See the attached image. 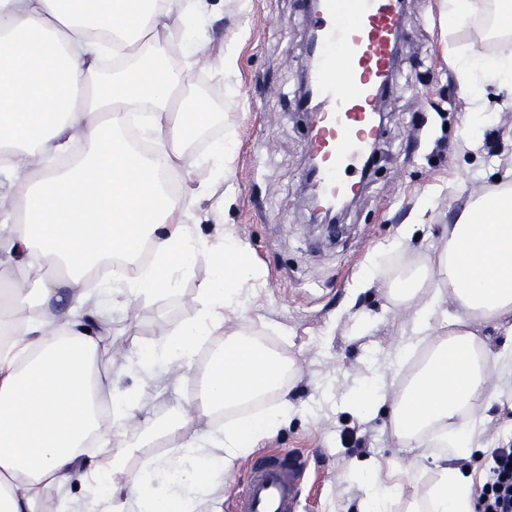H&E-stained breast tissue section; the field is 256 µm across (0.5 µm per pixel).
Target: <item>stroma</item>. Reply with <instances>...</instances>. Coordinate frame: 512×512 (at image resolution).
Segmentation results:
<instances>
[{
  "label": "stroma",
  "instance_id": "stroma-1",
  "mask_svg": "<svg viewBox=\"0 0 512 512\" xmlns=\"http://www.w3.org/2000/svg\"><path fill=\"white\" fill-rule=\"evenodd\" d=\"M445 11V0H405V35L379 106L385 120L374 171L333 242L309 228L301 201L308 115L299 95L310 26L305 0H224L207 30L208 55H228L232 64L220 77L205 67L191 74L224 115L232 159L214 191L223 209L212 210L210 200L186 190L182 207L201 229L222 224L264 275L210 346L220 347L225 333L245 322L267 347L301 365L287 422L256 449L301 457L307 476L302 512H362L358 472L373 463L417 459L408 483L420 492L433 477V449L401 447L391 432L387 411L399 381L391 359L409 313L387 301L382 279L410 264H436L449 224L471 196L512 187V91L484 66L470 87H462L454 63L463 46L492 59L499 41L478 21L448 28ZM410 224L416 237L390 252ZM211 277L210 262L201 258L173 292L114 304L111 327L100 338L102 357L117 362L178 329L197 312L198 292ZM373 360L385 374L384 398L379 411L362 413L345 394ZM112 377L115 389L142 391L146 418L169 414L195 391L173 369L149 384L117 366ZM477 415L478 445L512 442V410L494 405ZM231 419L228 413L192 416L158 434L143 452L166 460L181 444Z\"/></svg>",
  "mask_w": 512,
  "mask_h": 512
}]
</instances>
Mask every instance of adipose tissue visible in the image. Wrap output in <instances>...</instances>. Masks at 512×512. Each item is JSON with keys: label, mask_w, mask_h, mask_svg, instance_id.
<instances>
[{"label": "adipose tissue", "mask_w": 512, "mask_h": 512, "mask_svg": "<svg viewBox=\"0 0 512 512\" xmlns=\"http://www.w3.org/2000/svg\"><path fill=\"white\" fill-rule=\"evenodd\" d=\"M217 9L216 0H0V195L11 201L0 216V512H196L288 417L298 368L253 328L226 333L199 365L201 346L223 330L226 311L246 304L261 273L230 232L206 235L185 223L179 196L161 179L180 165L206 196L231 159L224 145L206 155L190 148V130L219 119L189 84L204 48L177 67L165 52L173 23L202 28ZM483 11L504 39L491 66L512 89V0H448V25ZM147 44L154 51L145 55ZM200 256L213 277L195 317L123 364L149 378L167 360L196 394L185 408L144 420L141 393L113 394L112 424L102 428L112 365L99 338L113 301L172 290ZM435 286L448 292L447 311L429 294ZM384 287L391 304L412 311L394 364L421 354L394 391L391 430L404 447L428 442L438 453L421 493L399 478L362 475L365 512H389L395 502L402 512H475L477 475L458 465L474 450L473 414L512 403V189L472 200L449 225L436 264L413 265ZM501 322L507 338L496 348L472 329ZM270 394L279 400L270 414L184 443L166 461L142 458L126 490L111 487L137 448L189 412ZM161 467L178 476L163 496L147 480ZM74 482L81 493L67 495Z\"/></svg>", "instance_id": "adipose-tissue-1"}]
</instances>
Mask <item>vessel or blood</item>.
<instances>
[{"label":"vessel or blood","instance_id":"vessel-or-blood-1","mask_svg":"<svg viewBox=\"0 0 512 512\" xmlns=\"http://www.w3.org/2000/svg\"><path fill=\"white\" fill-rule=\"evenodd\" d=\"M311 26L318 41L306 55L313 85L306 150L318 162L313 191L331 205L364 188V161L379 136L378 106L403 35L402 0H322ZM304 478L297 457L255 456L238 512H299Z\"/></svg>","mask_w":512,"mask_h":512}]
</instances>
